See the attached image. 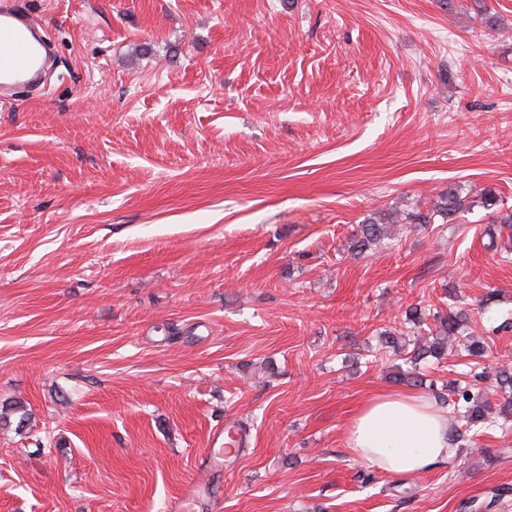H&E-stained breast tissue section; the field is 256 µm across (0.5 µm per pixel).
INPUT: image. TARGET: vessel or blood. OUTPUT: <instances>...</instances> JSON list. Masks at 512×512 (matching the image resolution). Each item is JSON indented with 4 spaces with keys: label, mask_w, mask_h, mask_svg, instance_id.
<instances>
[{
    "label": "vessel or blood",
    "mask_w": 512,
    "mask_h": 512,
    "mask_svg": "<svg viewBox=\"0 0 512 512\" xmlns=\"http://www.w3.org/2000/svg\"><path fill=\"white\" fill-rule=\"evenodd\" d=\"M41 24L10 0H0V86L38 83L45 67Z\"/></svg>",
    "instance_id": "b4317fda"
}]
</instances>
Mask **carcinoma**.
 Listing matches in <instances>:
<instances>
[{"mask_svg":"<svg viewBox=\"0 0 512 512\" xmlns=\"http://www.w3.org/2000/svg\"><path fill=\"white\" fill-rule=\"evenodd\" d=\"M470 202L466 201L463 191L450 188L439 194L437 200L426 210L415 207L401 214L398 211L383 215L370 216L357 225V230L348 242V251L360 257L377 247L388 238L389 226L405 221L414 227H426L436 222L455 224L469 211ZM432 318L435 328L430 335L417 334L415 339H404L391 330L380 333V349L389 353L408 365L405 370L396 373V379L406 381L416 386L423 383L419 373L420 364L428 361L448 359L449 339L468 329L469 314L453 305H448L445 311L429 312L420 305H410L404 312V323L417 329L426 324L427 318ZM490 350L488 342L480 337L465 336L463 352L456 353L460 357H469V365L473 370L466 373L468 380L455 382L449 386L448 393L436 394L442 404L452 407L455 417L464 422L466 431L456 430L452 441L457 444L468 437V432L479 433L496 427H503L512 421V368H501L495 372V382L502 395V402L493 405L482 389L485 371H476L480 365L479 359L485 357Z\"/></svg>","mask_w":512,"mask_h":512,"instance_id":"obj_1","label":"carcinoma"}]
</instances>
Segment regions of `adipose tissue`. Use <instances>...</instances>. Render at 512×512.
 <instances>
[{"label":"adipose tissue","mask_w":512,"mask_h":512,"mask_svg":"<svg viewBox=\"0 0 512 512\" xmlns=\"http://www.w3.org/2000/svg\"><path fill=\"white\" fill-rule=\"evenodd\" d=\"M357 458L391 475H419L452 457L448 417L430 399L385 392L363 402L346 430Z\"/></svg>","instance_id":"adipose-tissue-1"}]
</instances>
